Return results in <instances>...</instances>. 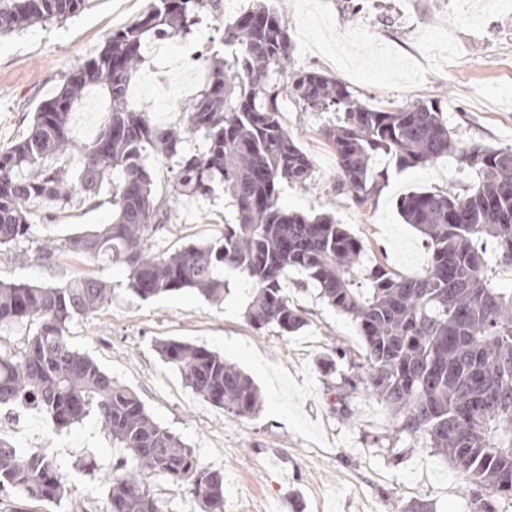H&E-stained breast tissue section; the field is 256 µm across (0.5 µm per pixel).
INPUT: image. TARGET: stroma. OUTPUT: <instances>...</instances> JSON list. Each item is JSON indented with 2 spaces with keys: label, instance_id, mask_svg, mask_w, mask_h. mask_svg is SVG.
I'll return each instance as SVG.
<instances>
[{
  "label": "stroma",
  "instance_id": "1",
  "mask_svg": "<svg viewBox=\"0 0 512 512\" xmlns=\"http://www.w3.org/2000/svg\"><path fill=\"white\" fill-rule=\"evenodd\" d=\"M293 40L294 68H315L343 78L358 98L387 107L425 98L441 101L460 141L487 147L512 146V53L484 58L487 45L512 37V8L495 0H274ZM149 0H86L64 22L38 24L0 37V146L25 133L38 103L62 75L100 50L114 28L135 19ZM211 15L192 35L169 40L182 63L149 56L133 81L134 105L151 121L182 126L179 107L201 83L200 52L221 50ZM107 116L101 93L88 92L71 117L76 142L92 140ZM281 120L313 164L306 185L283 184V207L308 214L332 213L362 239L368 258L409 277L423 270L429 251L423 237L404 224L396 201L413 189L459 188L470 175L449 156L402 172L391 171L372 200L357 204L336 193V156L319 129L323 116L305 112L291 99ZM112 187L63 210L37 207L34 238L0 246V280L61 283L92 276L112 295L98 312L69 327V340L112 378L134 390L152 418L192 448L199 462L224 476L223 512H467L468 494L446 456L420 440H396L393 416L375 395L363 393L342 413L330 393L337 374L324 358L363 341L355 323L324 301L304 274L289 270L283 286L307 321L296 334L277 328L255 331L245 318L250 290L233 271L224 301L212 304L183 290L143 300L132 295L122 266L87 258L59 257L44 265L35 258L41 243L99 230L112 219ZM173 222L157 250L173 253L189 243L222 236L234 220L230 197L175 200ZM176 339L224 356L254 381L261 399L246 418L224 413L186 387L167 365L157 342ZM16 427L0 439L17 448L54 454L66 499L38 503L0 491V512H102L108 479L125 460L96 417L57 429L35 409L0 405V421Z\"/></svg>",
  "mask_w": 512,
  "mask_h": 512
}]
</instances>
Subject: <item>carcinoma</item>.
I'll return each instance as SVG.
<instances>
[{"instance_id": "cac0c4a2", "label": "carcinoma", "mask_w": 512, "mask_h": 512, "mask_svg": "<svg viewBox=\"0 0 512 512\" xmlns=\"http://www.w3.org/2000/svg\"><path fill=\"white\" fill-rule=\"evenodd\" d=\"M86 0H0V34L63 21ZM217 20L223 0H150L139 17L112 30L93 57L68 71L54 94L36 108L26 132L0 148V246L34 238L35 206L65 207L89 200L112 183V222L91 234L38 247L46 264L59 254L117 263L128 289L149 299L184 289L212 303L224 300V270L251 290L247 321L257 330L299 332L306 321L281 280L295 268L321 297L349 316L364 343L360 359L342 352L350 375L336 384V402L348 411L354 395L369 391L394 416L395 434L422 439L445 454L472 491V512H499L512 500V146H464L432 99L371 108L344 79L291 68L292 38L272 5L251 4L224 21V58L203 57L206 74L181 111L185 133L153 124L129 98L155 38L184 37L202 11ZM88 89L109 101L108 120L87 144L70 133L75 106ZM305 112H326L320 132L336 155V193L364 204L385 183L375 169L388 156L399 169L454 156L471 174L455 191L416 190L396 203L402 220L431 251L425 269L401 277L365 260L364 246L330 213L291 211L278 185L306 184L310 156L281 122L283 96ZM205 143L186 148L187 138ZM81 157L77 181L65 159ZM168 164L171 196L230 194L235 223L221 238L190 243L172 254L151 241L172 223L168 200L156 197L152 162ZM110 289L81 277L41 285L0 282V332L33 327L23 353L0 354V403L32 406L60 429L93 414L132 466L112 472L105 512H162L147 477L186 486L202 512H222L224 476L202 468L192 449L148 413L139 396L114 380L68 340L69 325L98 311ZM164 362L205 401L237 417L259 408L251 378L224 356L170 339L158 343ZM31 501H59L69 489L53 455H21L0 440V490Z\"/></svg>"}]
</instances>
